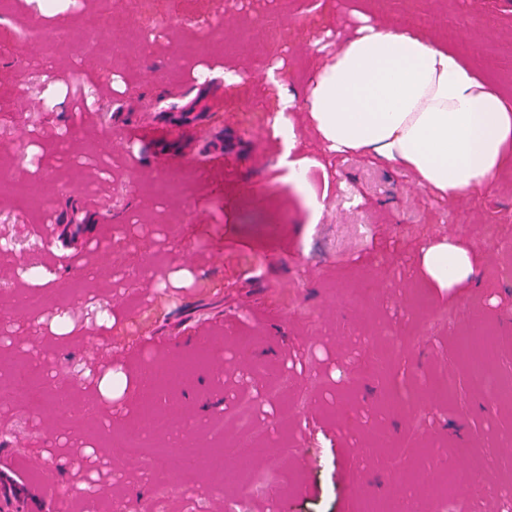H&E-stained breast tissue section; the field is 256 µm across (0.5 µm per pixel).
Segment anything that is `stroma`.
<instances>
[{
    "instance_id": "obj_1",
    "label": "stroma",
    "mask_w": 512,
    "mask_h": 512,
    "mask_svg": "<svg viewBox=\"0 0 512 512\" xmlns=\"http://www.w3.org/2000/svg\"><path fill=\"white\" fill-rule=\"evenodd\" d=\"M112 14L92 35L86 13ZM141 34L130 0H0V377L37 366L60 404L34 413L0 395V456L17 457L34 484L60 492L56 512H354L362 499L412 492L421 512H500L501 499L450 481L477 465L512 483V400L478 380L464 339L492 333L489 370L512 384V170L475 195L444 198L408 172L357 154L333 155L300 103L290 114L293 157L308 162L317 203L287 190L280 140L256 115L270 109L279 68L303 98L314 73L364 23L410 27L451 42L512 100V0H224L185 9ZM65 28L51 44L44 30ZM282 42L259 48L269 29ZM240 72L226 85L200 70ZM179 126L165 141L122 133L150 113ZM224 160L210 180L199 168ZM30 182L50 208L14 196ZM80 227L73 260L32 248L45 227ZM466 250L474 282L448 288L428 274L427 248ZM222 263L205 260L208 250ZM50 267L42 280L29 267ZM45 294L30 308L24 293ZM209 336L211 344L200 341ZM183 361L153 408L187 437L197 464L111 452L109 437L146 430L142 372ZM283 390L264 391L273 379ZM450 394H442V386ZM264 432L279 409L296 414L264 441L243 495L233 458L212 459L207 424L240 394ZM279 460L268 474V458Z\"/></svg>"
}]
</instances>
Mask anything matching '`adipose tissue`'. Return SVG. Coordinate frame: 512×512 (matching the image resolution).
Returning a JSON list of instances; mask_svg holds the SVG:
<instances>
[{"instance_id":"adipose-tissue-1","label":"adipose tissue","mask_w":512,"mask_h":512,"mask_svg":"<svg viewBox=\"0 0 512 512\" xmlns=\"http://www.w3.org/2000/svg\"><path fill=\"white\" fill-rule=\"evenodd\" d=\"M305 103L329 151L409 170L448 198L484 190L512 166V102L459 54L405 28L361 26L316 73ZM426 258L439 282L473 274L453 245Z\"/></svg>"}]
</instances>
